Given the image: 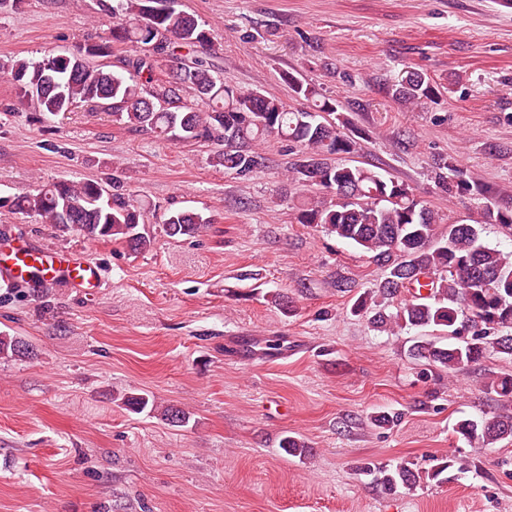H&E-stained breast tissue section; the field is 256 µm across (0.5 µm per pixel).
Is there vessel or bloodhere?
I'll return each instance as SVG.
<instances>
[{
    "label": "vessel or blood",
    "mask_w": 512,
    "mask_h": 512,
    "mask_svg": "<svg viewBox=\"0 0 512 512\" xmlns=\"http://www.w3.org/2000/svg\"><path fill=\"white\" fill-rule=\"evenodd\" d=\"M26 277L35 290L52 287L64 277L80 288H96L101 282L97 266L73 253L35 248L23 243L0 260V283L11 285L19 277Z\"/></svg>",
    "instance_id": "obj_1"
}]
</instances>
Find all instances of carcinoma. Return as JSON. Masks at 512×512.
<instances>
[{
  "label": "carcinoma",
  "mask_w": 512,
  "mask_h": 512,
  "mask_svg": "<svg viewBox=\"0 0 512 512\" xmlns=\"http://www.w3.org/2000/svg\"><path fill=\"white\" fill-rule=\"evenodd\" d=\"M178 0H97L99 12L110 20L108 36L85 43L71 55L49 52L42 59L17 60L8 70L16 94L37 120L47 121L91 103L130 128L149 130L166 140L204 141L216 146L215 167L237 179L249 180L259 171L257 147L279 139L299 149L289 170L297 188L318 194L283 195L280 201L294 212L298 224H313L355 243L387 267L376 287L363 293L354 308L371 314L378 331L396 335L405 329L432 328L451 336L462 329L470 339L442 347L422 337L411 355L442 372L474 364L494 353L512 359V253L480 241L472 224L446 220L420 200L413 189L363 166L339 164L333 155L357 152L356 136L341 131L339 103L316 87L288 74L285 82L295 97L313 101L308 109L287 106L279 97L259 91L240 92L224 83L209 56L213 41L205 24L177 8ZM116 44L136 51L113 67L99 59L112 56ZM183 62L170 80L154 83L160 62L177 53ZM190 90L201 107L183 102ZM439 87L422 74L409 72L392 96L406 105L433 100ZM436 189L459 197L482 194L481 186L457 163L444 157L432 165ZM13 210L37 216L48 224L91 239L126 245L134 252L151 248L153 238L142 223L141 208L132 195L114 184L112 190L94 179L60 180L16 196ZM488 221L512 226V209L486 206ZM211 223L195 211L174 210L164 220L167 236H192ZM447 224L438 238L435 226ZM426 276L421 282L416 273ZM31 354L17 336H0V358ZM484 387L512 398V375L489 377ZM121 401L134 413H158L174 426L189 421L187 413L158 405L147 394L125 393ZM455 432L479 452L512 441V416L461 418ZM281 449L305 459L312 449L287 435ZM360 472L373 477L385 491L411 490L417 474L405 463L366 462Z\"/></svg>",
  "instance_id": "cac0c4a2"
}]
</instances>
